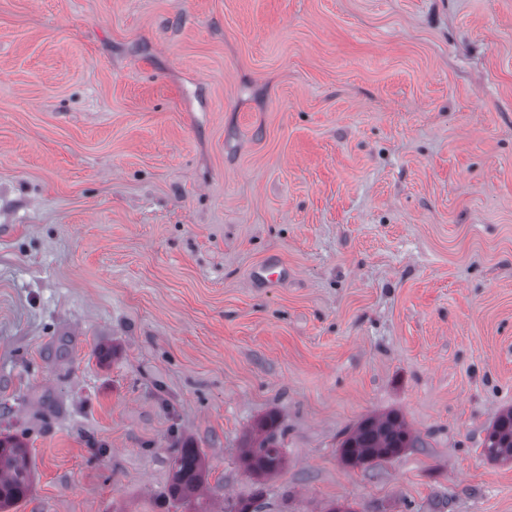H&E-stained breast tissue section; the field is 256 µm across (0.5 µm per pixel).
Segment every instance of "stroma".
<instances>
[{
    "mask_svg": "<svg viewBox=\"0 0 512 512\" xmlns=\"http://www.w3.org/2000/svg\"><path fill=\"white\" fill-rule=\"evenodd\" d=\"M511 407L512 0H0L8 512H512ZM483 452L492 461L512 460V409L502 412L488 430ZM419 440L397 412L362 418L340 444V454L349 464L390 460L405 448H417ZM279 431L278 416L264 417L258 422L256 431L242 448V462L247 472L256 476H267L282 468L284 459L279 448ZM28 449L17 436L0 438V511L25 498L32 487ZM207 479L205 455L189 441L177 444L171 461L168 493L174 502L204 509L201 489Z\"/></svg>",
    "mask_w": 512,
    "mask_h": 512,
    "instance_id": "1",
    "label": "stroma"
}]
</instances>
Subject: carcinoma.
Returning a JSON list of instances; mask_svg holds the SVG:
<instances>
[{
    "mask_svg": "<svg viewBox=\"0 0 512 512\" xmlns=\"http://www.w3.org/2000/svg\"><path fill=\"white\" fill-rule=\"evenodd\" d=\"M280 421L275 415L260 420L242 448L247 472L256 476L277 473L284 459L279 448ZM419 445L417 436L397 412L362 418L340 444V454L349 464L390 460L406 448ZM483 452L492 461L512 460V409L502 412L488 430ZM207 479L205 455L189 441L177 444L171 461L168 493L182 505L205 512L201 489ZM32 487L28 449L17 436L0 438V512L25 498Z\"/></svg>",
    "mask_w": 512,
    "mask_h": 512,
    "instance_id": "1",
    "label": "carcinoma"
}]
</instances>
